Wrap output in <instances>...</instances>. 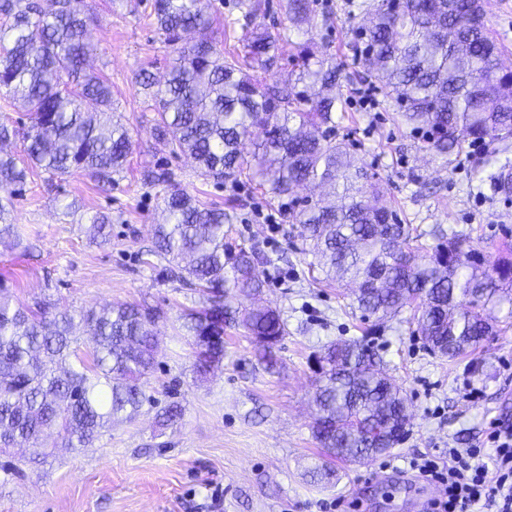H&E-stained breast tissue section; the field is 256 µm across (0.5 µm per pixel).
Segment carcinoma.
<instances>
[{
    "label": "carcinoma",
    "instance_id": "obj_1",
    "mask_svg": "<svg viewBox=\"0 0 512 512\" xmlns=\"http://www.w3.org/2000/svg\"><path fill=\"white\" fill-rule=\"evenodd\" d=\"M288 29L276 35L257 24L253 0H239L222 39L210 36L211 0H153L152 16L177 49L164 82L141 75L156 139L170 153L193 159L217 183L243 175L274 198L301 183L328 185L327 199L288 203L306 253L326 282L355 285L351 306L385 319L404 308L425 331L431 350L455 358L497 333L485 316L512 304V260L486 263L472 237L433 230L419 244L398 214L377 206L375 174L353 165L333 137L345 101L336 92L338 68L313 39L293 30L318 25L316 0H285ZM369 24L355 32L354 61L384 91L422 149L440 158L465 145L512 137V71L499 66L488 37L482 0H362ZM0 89L27 112L29 124L0 123V144L20 139L23 157L0 150V235L22 245L9 223L13 197L28 177L86 175L98 185L117 182L133 150L129 129L112 114V83L87 68L94 51L84 0H0ZM292 70L283 81L260 77L278 66L286 48ZM92 100L97 111L87 112ZM162 186L166 214L154 225L149 255L179 267L180 281L201 293L203 305L181 315L196 346V369L206 375L224 357L231 305L254 302L265 288L261 267L271 259L258 246L237 251L226 243L230 212L209 206L175 184L170 172L151 176ZM495 190L512 195V174L492 176ZM158 312L110 304L72 314L45 303L13 308L0 294V451L58 430L68 448H88L119 418L134 419L153 371ZM243 326L264 349L266 365L288 334L280 311L244 308ZM92 336L90 360L78 354L77 331ZM314 402L313 436L331 460L373 459L390 450L389 437L407 433V398L375 378L380 358L359 339L324 348Z\"/></svg>",
    "mask_w": 512,
    "mask_h": 512
}]
</instances>
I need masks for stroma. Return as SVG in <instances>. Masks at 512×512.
Listing matches in <instances>:
<instances>
[{"instance_id":"1","label":"stroma","mask_w":512,"mask_h":512,"mask_svg":"<svg viewBox=\"0 0 512 512\" xmlns=\"http://www.w3.org/2000/svg\"><path fill=\"white\" fill-rule=\"evenodd\" d=\"M96 51L91 64L112 81V106L129 126L133 151L118 186L100 188L87 177L33 176L14 200L11 219L24 249L0 243V289L14 303L39 298L73 309L144 303L160 310L156 365L146 392L159 405L177 401L183 414L164 426L144 407L131 421L113 423L93 448L59 447L55 437L13 449L19 472L0 470V512H321L339 499L345 512H417L424 485L413 458L451 448H472L487 423L512 425V306L494 312L496 336L449 359L431 353L413 333V311L377 323L353 309L346 289L323 283L296 225L281 201L255 183L217 184L202 177L187 156L168 153L154 135L141 73L162 76L175 55L157 31L151 0H89ZM328 15L314 39L342 68L346 109L336 115V136L352 142L357 162L376 174L383 205L432 245L434 225L466 231L488 260L500 242L512 243V196L496 194L489 176L512 169V147L485 142L442 162L401 126L393 105L376 95L362 105L364 82L351 44L357 19L346 0H318ZM486 25L512 69V0H485ZM164 168L181 188L213 206L236 200L228 241L260 245L271 257L262 268L264 304L288 325L268 372L255 340L239 325L226 327L224 359L206 377L194 371L196 348L181 328L185 309L202 298L163 270L147 252L162 220L161 190L145 185V170ZM111 221V240L89 231L94 218ZM340 339H359L379 355L389 378L406 394L413 417L404 440L368 462L336 463L331 482L308 471L321 450L312 434L316 374L311 359ZM483 392L463 399L465 384Z\"/></svg>"}]
</instances>
